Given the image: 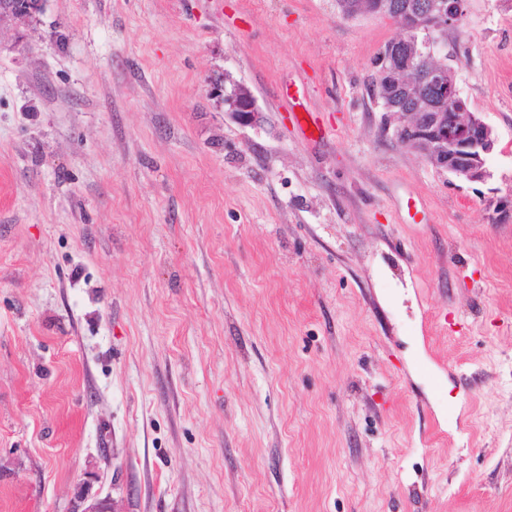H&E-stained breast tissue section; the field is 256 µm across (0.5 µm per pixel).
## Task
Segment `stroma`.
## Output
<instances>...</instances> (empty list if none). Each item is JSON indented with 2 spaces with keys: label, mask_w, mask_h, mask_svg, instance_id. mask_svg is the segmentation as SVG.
Instances as JSON below:
<instances>
[{
  "label": "stroma",
  "mask_w": 512,
  "mask_h": 512,
  "mask_svg": "<svg viewBox=\"0 0 512 512\" xmlns=\"http://www.w3.org/2000/svg\"><path fill=\"white\" fill-rule=\"evenodd\" d=\"M399 34L336 0L0 28V512H512V0L441 45L482 183L382 134ZM292 117L306 140L316 141L324 138L326 130L314 112H292ZM310 125H313V128H310Z\"/></svg>",
  "instance_id": "35a3bbf8"
}]
</instances>
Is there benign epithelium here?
<instances>
[{
	"label": "benign epithelium",
	"mask_w": 512,
	"mask_h": 512,
	"mask_svg": "<svg viewBox=\"0 0 512 512\" xmlns=\"http://www.w3.org/2000/svg\"><path fill=\"white\" fill-rule=\"evenodd\" d=\"M46 0H0V27L21 20L31 19L44 10ZM381 14L395 15V20L403 34L394 39L388 51L377 60L376 69L370 78L375 97H388V88L399 78V73L388 66L392 50L400 47L413 62L422 65L409 68L406 85L432 87L442 94L453 96L458 112H434L437 102L424 101L412 112L403 113L398 125H385L383 134L401 144L416 150H424L430 162L441 171L457 178L482 183L490 178L487 169V157L497 146L498 138L478 112L469 110L466 100L461 96L453 70L443 63L433 60L434 48L440 42L437 35L444 34L457 27L467 12L468 0H433L430 9L422 13L417 6L409 4L403 12H395L391 0H381ZM423 29L427 33L422 46H417L412 32ZM233 112L240 117L253 118L257 114L256 100L245 87L239 89L231 101ZM71 512H115L112 501L96 499L87 501L80 498Z\"/></svg>",
	"instance_id": "1"
}]
</instances>
